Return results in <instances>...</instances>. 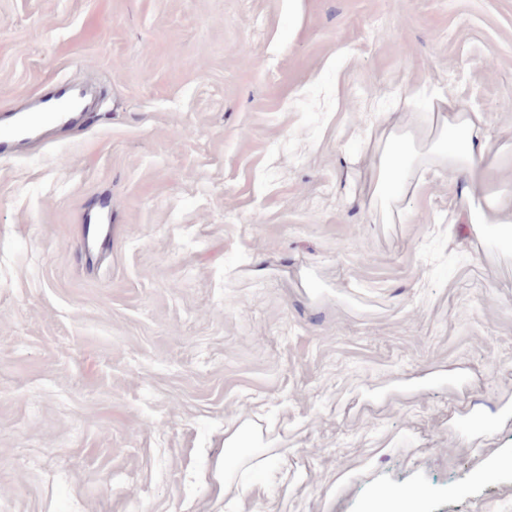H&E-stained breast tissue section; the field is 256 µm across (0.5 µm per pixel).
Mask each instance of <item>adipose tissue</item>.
<instances>
[{
	"mask_svg": "<svg viewBox=\"0 0 512 512\" xmlns=\"http://www.w3.org/2000/svg\"><path fill=\"white\" fill-rule=\"evenodd\" d=\"M425 160L448 170L457 189V222L471 225L479 238L512 242V189L502 181L503 172L512 171V147L495 145L484 113L438 91L425 130L398 123L382 130L370 167V206L385 222L401 217L402 203L422 191L415 172ZM255 440L240 428L225 438L219 464L224 486L232 485L240 465L256 458Z\"/></svg>",
	"mask_w": 512,
	"mask_h": 512,
	"instance_id": "adipose-tissue-1",
	"label": "adipose tissue"
}]
</instances>
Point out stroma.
Segmentation results:
<instances>
[{
	"mask_svg": "<svg viewBox=\"0 0 512 512\" xmlns=\"http://www.w3.org/2000/svg\"><path fill=\"white\" fill-rule=\"evenodd\" d=\"M64 82L91 123L0 158V512H512V251L432 165L343 196L397 92L512 142V0H0V114ZM246 442H256V435L244 432L243 427L236 429L224 439V460L218 463V467L223 475L225 492L233 484L235 470L260 456L257 455L259 448L246 446ZM388 508L393 512H419L420 491L410 489H394L387 494Z\"/></svg>",
	"mask_w": 512,
	"mask_h": 512,
	"instance_id": "stroma-1",
	"label": "stroma"
}]
</instances>
